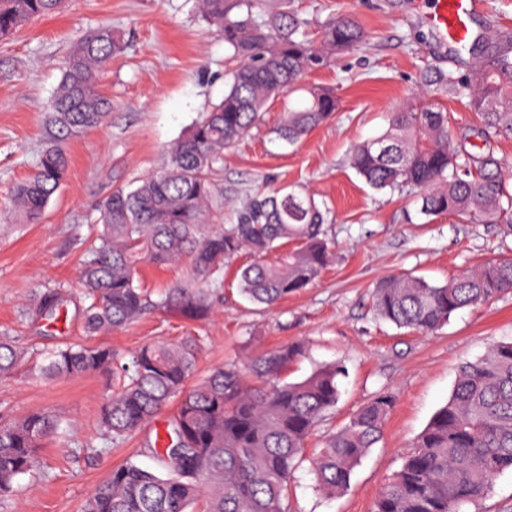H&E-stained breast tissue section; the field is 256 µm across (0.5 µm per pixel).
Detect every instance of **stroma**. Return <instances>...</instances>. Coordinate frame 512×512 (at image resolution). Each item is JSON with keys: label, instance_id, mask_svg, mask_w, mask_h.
Returning <instances> with one entry per match:
<instances>
[{"label": "stroma", "instance_id": "1", "mask_svg": "<svg viewBox=\"0 0 512 512\" xmlns=\"http://www.w3.org/2000/svg\"><path fill=\"white\" fill-rule=\"evenodd\" d=\"M289 7L313 23L332 13L352 14L369 38L304 79L335 87L333 119L288 144L274 133L284 107L278 99L247 139L225 151L213 211L228 224L256 190L301 186L329 210L331 263L312 285L271 308L241 296L229 267L207 318L191 321L159 310L95 336L84 329L80 270L98 207L116 188L151 175L167 147L223 99L230 51L196 0H69L62 13L0 38V341L24 353L14 373L0 377V418L47 412L60 421L57 433L43 441L36 467L0 496V512H84L113 468L128 460L158 465L144 444L165 428L173 407L113 442L98 425L111 373L40 378L42 354L56 348L107 344L126 361L144 345L195 338L202 346L197 380L225 362L291 342L305 343L307 355L290 366L288 379H301L320 363L342 362L347 376L340 400L308 439V458L292 474L283 506L286 512H374L383 486L447 402L459 366L512 339V294L462 309L430 335L375 315L372 291L383 278L412 275L443 284L512 256V235L497 224L424 215L416 191H375L350 165L354 146L381 134L390 112L426 102V73L468 72L473 56L432 31L430 0H290ZM105 23L122 39L100 76L112 110L100 127L64 140L69 168L59 191L38 223L19 222L11 198L48 138L44 105L75 43ZM472 29L483 41L512 33V0H485ZM50 291L64 300L53 321L37 314ZM383 392L394 395L395 406L380 441L356 467L345 493L321 494L310 456Z\"/></svg>", "mask_w": 512, "mask_h": 512}]
</instances>
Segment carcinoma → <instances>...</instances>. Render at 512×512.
<instances>
[{"instance_id": "obj_1", "label": "carcinoma", "mask_w": 512, "mask_h": 512, "mask_svg": "<svg viewBox=\"0 0 512 512\" xmlns=\"http://www.w3.org/2000/svg\"><path fill=\"white\" fill-rule=\"evenodd\" d=\"M63 0H0V35L58 13ZM208 24L224 38L235 65L224 100L202 113L167 149L162 166L133 188L120 187L102 204L91 257L80 271L88 335L123 327L162 309L199 321L209 313V288L224 267L248 254L239 269V292L271 307L311 285L327 266V212L298 186L254 193L234 224L214 223L212 201L224 149L261 121L270 100L298 90L302 76L333 63L338 52L360 46L365 32L349 15L310 22L273 0H197ZM121 49L108 26L74 46L58 90L47 105L57 131L45 143L33 173L14 190L13 210L36 223L66 171L59 138L102 125L111 105L98 75ZM479 60L466 74L439 70L425 86L467 99L480 124L484 149L473 153L453 134L448 115L423 104L391 112L387 129L358 145L351 166L371 188L411 187L420 212L451 215L467 224H507L512 230V173L494 142L512 138V36L469 47ZM298 108L283 112L275 128L290 143L329 121L338 108L335 89L303 88ZM189 259L191 276L157 296L137 284L144 262L166 266ZM512 292V258H502L434 284L390 276L376 285L373 308L382 320L422 334L448 323L456 311ZM63 300L44 294L37 313L55 318ZM200 343H157L123 363L112 347L66 346L40 366L46 377L112 371L115 389L101 406L100 423L117 441L139 430L170 401H177L165 433L147 447L158 472L128 460L114 468L89 497L84 512H285L288 482L304 458L305 443L340 399L343 365H317L301 380L282 375L306 355L300 343L264 351L244 367L230 362L191 382ZM22 352L0 342V376L11 374ZM394 406L380 393L340 430L330 434L312 461L318 488L341 493L354 469L379 441ZM58 420L46 412L0 419V495L36 466L40 442ZM512 471V341L491 345L458 369L448 401L420 433L415 449L380 493L375 512H469L494 479Z\"/></svg>"}]
</instances>
